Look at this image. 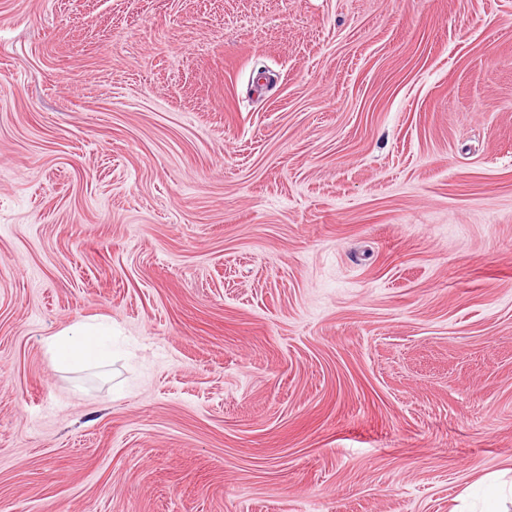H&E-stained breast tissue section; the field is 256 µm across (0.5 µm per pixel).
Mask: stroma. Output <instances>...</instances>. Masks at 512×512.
I'll return each mask as SVG.
<instances>
[{
	"instance_id": "1",
	"label": "stroma",
	"mask_w": 512,
	"mask_h": 512,
	"mask_svg": "<svg viewBox=\"0 0 512 512\" xmlns=\"http://www.w3.org/2000/svg\"><path fill=\"white\" fill-rule=\"evenodd\" d=\"M111 329L104 365L48 337ZM512 482V0H0V512H484ZM99 333L93 325H74L47 339V350L55 367L99 364L105 359Z\"/></svg>"
}]
</instances>
